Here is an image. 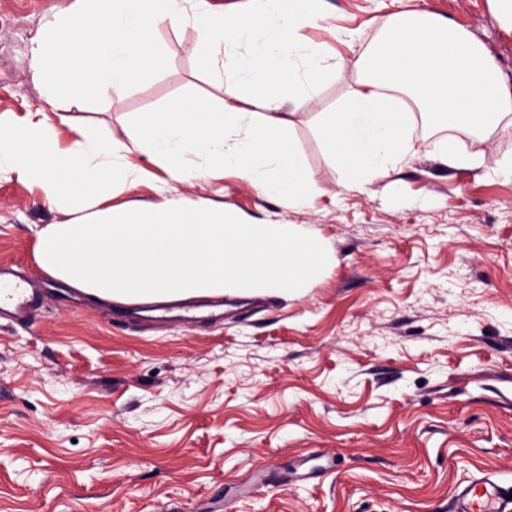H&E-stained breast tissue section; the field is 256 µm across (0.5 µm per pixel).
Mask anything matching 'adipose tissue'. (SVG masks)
Instances as JSON below:
<instances>
[{
    "label": "adipose tissue",
    "mask_w": 512,
    "mask_h": 512,
    "mask_svg": "<svg viewBox=\"0 0 512 512\" xmlns=\"http://www.w3.org/2000/svg\"><path fill=\"white\" fill-rule=\"evenodd\" d=\"M62 15L33 53L48 95L75 103L110 86L144 79L157 65L158 33L181 25L186 0H84ZM248 17L196 5L200 66L220 81L221 102L182 97L140 112L111 131L80 128L69 143L35 110L0 118V176L38 188L67 221L43 225L33 259L94 305L177 303L194 298L298 294L331 260L324 242L300 224L246 222L207 198L179 194L184 184L230 172L289 207L317 197L287 118V99L328 82H349L318 132L344 191H360L419 153V118L434 116L486 141L512 128V88L483 47L451 20L395 15L379 40L350 60L325 67L323 46L302 29L322 15V0H253ZM223 48V59L214 51ZM146 166L133 164V157ZM165 174L168 193L144 210H113L114 189Z\"/></svg>",
    "instance_id": "ef3b65f1"
}]
</instances>
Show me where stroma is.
Instances as JSON below:
<instances>
[{"label": "stroma", "mask_w": 512, "mask_h": 512, "mask_svg": "<svg viewBox=\"0 0 512 512\" xmlns=\"http://www.w3.org/2000/svg\"><path fill=\"white\" fill-rule=\"evenodd\" d=\"M78 0H0V114L41 109L121 132L181 95L221 98L193 24L164 29L143 80L75 106L48 98L31 60ZM308 37L356 30L363 52L398 11L464 27L512 85V26L493 0H324ZM348 90L287 103L314 175L291 209L228 175L180 186L259 222L301 224L334 261L303 294L231 301L157 322L81 295L45 301L28 327L0 320V512H455L491 472L512 489V135L456 169L420 153L366 190L340 192L314 115ZM38 190L0 178V264L36 272L37 230L65 221Z\"/></svg>", "instance_id": "35a3bbf8"}]
</instances>
